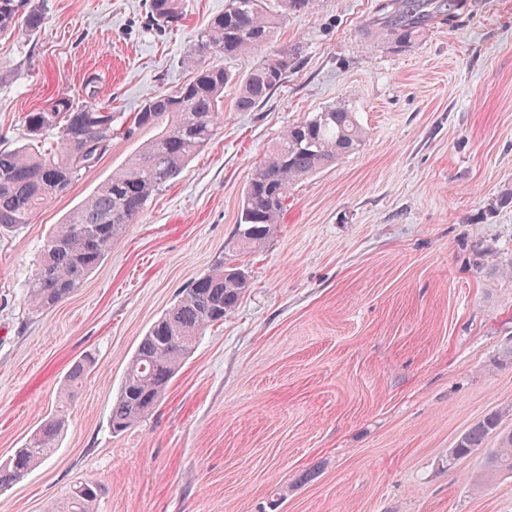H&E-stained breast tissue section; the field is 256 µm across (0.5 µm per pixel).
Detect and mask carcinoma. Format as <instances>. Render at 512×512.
<instances>
[{
	"mask_svg": "<svg viewBox=\"0 0 512 512\" xmlns=\"http://www.w3.org/2000/svg\"><path fill=\"white\" fill-rule=\"evenodd\" d=\"M313 0H229L224 13L214 16L196 38L192 55L194 76L175 91L149 96L129 120L100 104L95 76L84 83L88 101L79 107L61 95L25 116L29 143L14 149L0 147V231L12 232L31 222L45 205L65 194L80 177L95 167L117 134L133 135L154 128L156 136L143 143L121 168L112 172L44 245L39 263L26 284L25 299L35 311L53 308L73 294L85 277L112 252L127 225L140 217L147 201L176 177L217 130L224 112V88L238 85L234 108L251 112L282 87L295 67L297 50L276 45V30L285 17L307 14ZM463 7L461 0H380L377 19L362 35L373 40L383 34L406 43L436 20L453 27ZM186 0H147L144 24L155 31L178 25ZM45 21L39 0H0V36L18 29L37 32ZM261 54L243 76L231 70L233 59ZM56 135L50 150L37 147ZM364 132L356 113L336 104L289 126L264 159L253 169L243 191L233 249L261 247L277 224L288 192L300 180L354 152ZM251 282L245 271L219 263L197 278L143 336L126 368L119 393L112 403L110 429L120 433L155 409L198 338L210 327L223 324ZM94 358L75 362L65 377L68 393L75 392ZM66 409L39 423L11 457L0 460V491L46 462L66 421ZM503 413L485 416L448 450V465L483 447L488 435L498 448L487 457L485 475L512 473V431L502 427ZM102 493L99 484L82 481L71 491L67 512H94Z\"/></svg>",
	"mask_w": 512,
	"mask_h": 512,
	"instance_id": "obj_1",
	"label": "carcinoma"
}]
</instances>
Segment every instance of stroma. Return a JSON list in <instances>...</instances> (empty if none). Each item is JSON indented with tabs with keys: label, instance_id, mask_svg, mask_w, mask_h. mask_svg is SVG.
Masks as SVG:
<instances>
[{
	"label": "stroma",
	"instance_id": "stroma-1",
	"mask_svg": "<svg viewBox=\"0 0 512 512\" xmlns=\"http://www.w3.org/2000/svg\"><path fill=\"white\" fill-rule=\"evenodd\" d=\"M34 34L0 38V139L65 93L132 116L190 79L188 48L228 0H188L179 26L145 28L146 0H41ZM378 0H314L283 22L286 83L224 116L62 304L24 289L52 228L154 132L117 135L98 164L0 234V460L56 410L71 365H96L54 455L0 491V512H64L74 484L96 512H512V474L484 479L482 448L448 450L512 408V0H466L463 26L412 42L364 40ZM342 103L359 150L299 183L265 245L230 254L245 183L292 124ZM232 258L251 286L199 338L160 404L112 433L141 337L180 292ZM313 471L311 480L301 475ZM102 488L98 483L82 481L76 484L70 494L67 512H94Z\"/></svg>",
	"mask_w": 512,
	"mask_h": 512
}]
</instances>
